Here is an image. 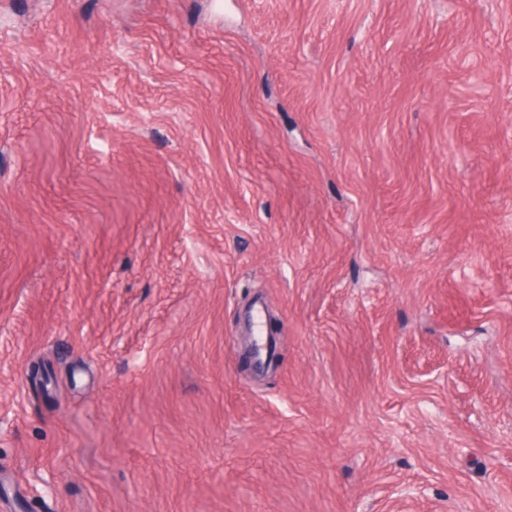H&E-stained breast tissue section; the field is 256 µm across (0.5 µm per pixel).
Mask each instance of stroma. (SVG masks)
Returning a JSON list of instances; mask_svg holds the SVG:
<instances>
[{
	"label": "stroma",
	"instance_id": "obj_1",
	"mask_svg": "<svg viewBox=\"0 0 512 512\" xmlns=\"http://www.w3.org/2000/svg\"><path fill=\"white\" fill-rule=\"evenodd\" d=\"M0 512H512V0H0Z\"/></svg>",
	"mask_w": 512,
	"mask_h": 512
}]
</instances>
